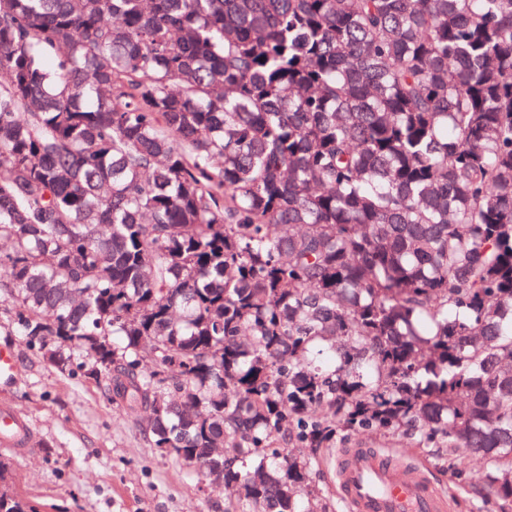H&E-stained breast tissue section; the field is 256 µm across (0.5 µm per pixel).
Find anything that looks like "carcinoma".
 <instances>
[{"label":"carcinoma","mask_w":512,"mask_h":512,"mask_svg":"<svg viewBox=\"0 0 512 512\" xmlns=\"http://www.w3.org/2000/svg\"><path fill=\"white\" fill-rule=\"evenodd\" d=\"M0 241V315L224 512H335L361 430L512 506V0H0Z\"/></svg>","instance_id":"obj_1"}]
</instances>
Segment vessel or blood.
<instances>
[{
  "instance_id": "obj_1",
  "label": "vessel or blood",
  "mask_w": 512,
  "mask_h": 512,
  "mask_svg": "<svg viewBox=\"0 0 512 512\" xmlns=\"http://www.w3.org/2000/svg\"><path fill=\"white\" fill-rule=\"evenodd\" d=\"M30 434L19 412L0 409V446L26 447ZM336 480L349 512H444L446 508L425 470L393 463L375 449L351 448L341 454Z\"/></svg>"
}]
</instances>
